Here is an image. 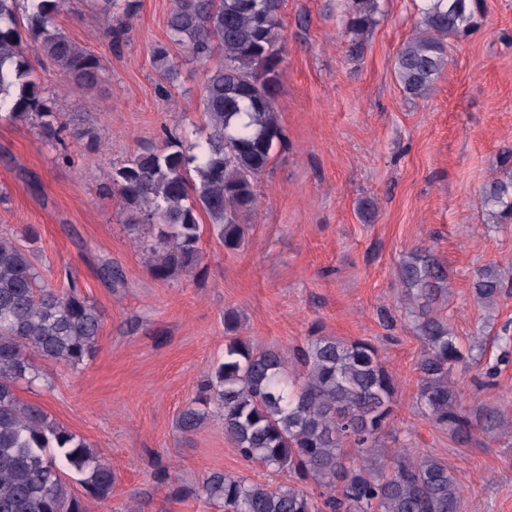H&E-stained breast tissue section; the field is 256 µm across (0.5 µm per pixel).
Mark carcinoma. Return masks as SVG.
<instances>
[{
	"instance_id": "obj_1",
	"label": "carcinoma",
	"mask_w": 512,
	"mask_h": 512,
	"mask_svg": "<svg viewBox=\"0 0 512 512\" xmlns=\"http://www.w3.org/2000/svg\"><path fill=\"white\" fill-rule=\"evenodd\" d=\"M419 30L398 50L394 72L412 98L427 95L446 64V39L467 33L483 0H421ZM281 0H173L168 45L154 63L171 83L179 61L172 45L206 68L199 107L207 132L186 143L167 134L157 149L140 152L112 168L110 189L148 226L156 277L187 272L200 261L201 216L209 218L227 250L246 240L244 217L256 204V184L285 138L274 110L279 87ZM113 20L111 41L126 34L123 19L133 0H97ZM66 0H0V119L34 120L42 139L55 145L68 129L33 76L26 50L64 74L77 89L101 80L99 58L70 41L56 25ZM378 0H347L349 52L363 53L377 24ZM249 121L240 123L241 114ZM500 176L480 191V204L494 224L512 223V155ZM400 282L416 304L411 311L423 342L416 399L434 424L455 434L469 432L451 373L464 354L448 320L436 307L448 273L425 248L399 265ZM477 301L490 304L502 288L491 266L472 281ZM101 314L73 279L60 291L41 279L33 253L0 237V512H86L69 494L57 459L82 476L88 497L106 501L114 474L84 439L60 427L37 405L15 393L34 382L36 353L73 367L84 362L99 335ZM397 383L373 344L317 336L287 359L274 348L257 349L234 335L224 361L178 415V428L192 433L208 419L221 421L224 436L246 462L276 473L311 479L313 496L291 483L264 485L243 475L214 471L202 482L206 499L222 512H456L457 479L444 462L406 449L378 450L393 413Z\"/></svg>"
}]
</instances>
